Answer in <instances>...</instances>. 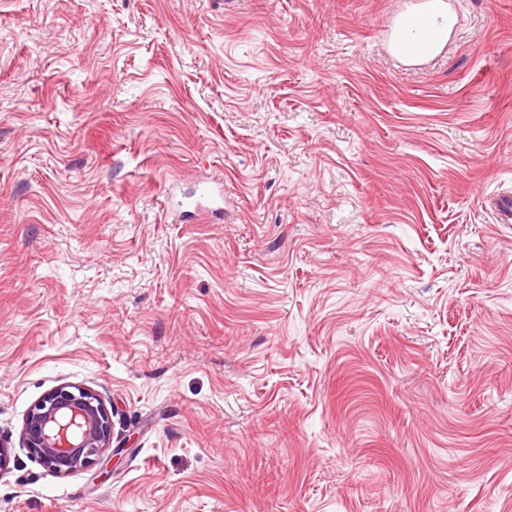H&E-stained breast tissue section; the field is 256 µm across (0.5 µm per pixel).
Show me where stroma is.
<instances>
[{
    "label": "stroma",
    "instance_id": "35a3bbf8",
    "mask_svg": "<svg viewBox=\"0 0 512 512\" xmlns=\"http://www.w3.org/2000/svg\"><path fill=\"white\" fill-rule=\"evenodd\" d=\"M416 2L0 0V512H512V0ZM437 10L422 9L415 13L403 16L398 25L389 33L396 44L400 55L411 58L415 55L430 56L443 45L447 46L449 30L451 33L457 23L451 26L436 18ZM450 33V35H451ZM72 426L78 428L76 435L71 433ZM21 438L32 456L66 477L95 466L111 448L112 418L95 391L61 385L29 409Z\"/></svg>",
    "mask_w": 512,
    "mask_h": 512
}]
</instances>
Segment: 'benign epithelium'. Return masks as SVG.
<instances>
[{
	"mask_svg": "<svg viewBox=\"0 0 512 512\" xmlns=\"http://www.w3.org/2000/svg\"><path fill=\"white\" fill-rule=\"evenodd\" d=\"M21 438L32 456L66 477L95 466L111 448L112 418L95 391L61 385L29 409Z\"/></svg>",
	"mask_w": 512,
	"mask_h": 512,
	"instance_id": "benign-epithelium-1",
	"label": "benign epithelium"
}]
</instances>
